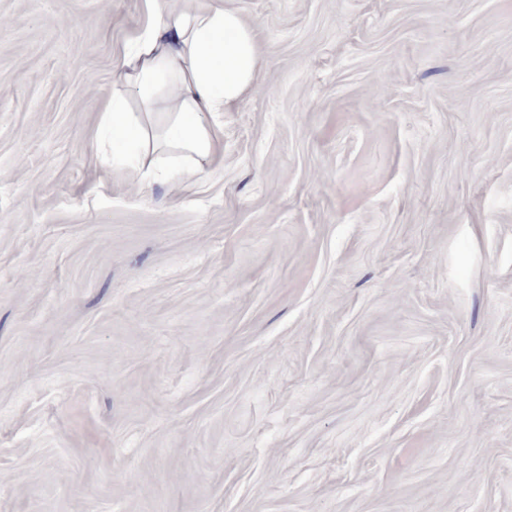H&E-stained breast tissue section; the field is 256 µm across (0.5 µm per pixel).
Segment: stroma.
Here are the masks:
<instances>
[{
    "instance_id": "1",
    "label": "stroma",
    "mask_w": 512,
    "mask_h": 512,
    "mask_svg": "<svg viewBox=\"0 0 512 512\" xmlns=\"http://www.w3.org/2000/svg\"><path fill=\"white\" fill-rule=\"evenodd\" d=\"M177 192L90 150L144 0H0V512H512V0H233Z\"/></svg>"
}]
</instances>
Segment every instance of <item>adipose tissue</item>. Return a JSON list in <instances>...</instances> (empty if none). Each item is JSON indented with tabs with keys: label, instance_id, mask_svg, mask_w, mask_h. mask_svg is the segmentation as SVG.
I'll use <instances>...</instances> for the list:
<instances>
[{
	"label": "adipose tissue",
	"instance_id": "ef3b65f1",
	"mask_svg": "<svg viewBox=\"0 0 512 512\" xmlns=\"http://www.w3.org/2000/svg\"><path fill=\"white\" fill-rule=\"evenodd\" d=\"M151 21L122 50L123 72L94 136L104 170H126L144 184L182 189L224 155V114L254 85L257 34L227 0H146ZM134 99L137 111L123 109ZM123 131L136 154L111 153L102 136Z\"/></svg>",
	"mask_w": 512,
	"mask_h": 512
}]
</instances>
